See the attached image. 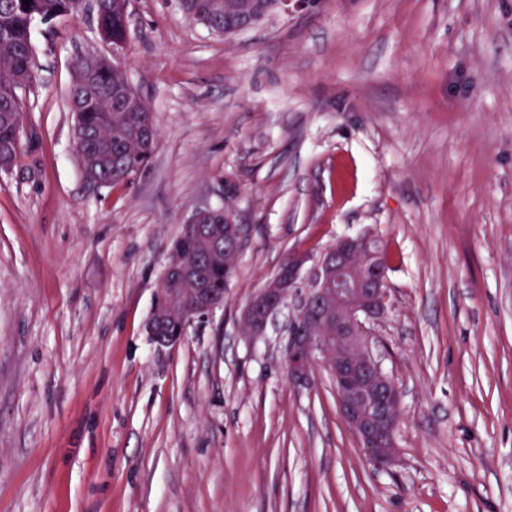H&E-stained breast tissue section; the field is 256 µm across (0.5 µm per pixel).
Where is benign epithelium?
Masks as SVG:
<instances>
[{
    "label": "benign epithelium",
    "instance_id": "7a95c632",
    "mask_svg": "<svg viewBox=\"0 0 512 512\" xmlns=\"http://www.w3.org/2000/svg\"><path fill=\"white\" fill-rule=\"evenodd\" d=\"M310 0H213L212 9L238 21L237 35L271 13L301 9ZM112 12L110 0H95L96 27L101 40L112 45L111 26L104 16ZM101 56L83 58L69 91L71 105L93 100L89 83ZM218 211L203 207L183 225L184 233L202 231ZM250 237V225L238 221L231 207L224 208V238H209V246L224 247L228 272ZM381 249L370 234L342 237L319 255L295 254L254 296L241 312L247 335L264 336L277 315L291 308L288 319L286 364L290 382L309 388L315 369L323 368L336 383L340 415L369 461L380 469L396 460L395 436L399 421V394L382 370L371 343L370 325L386 312L385 264ZM158 308L145 325L152 342L173 346L181 337L167 330L172 322L182 332L224 306V294L202 286L196 265L171 254L155 291Z\"/></svg>",
    "mask_w": 512,
    "mask_h": 512
}]
</instances>
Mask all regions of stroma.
I'll use <instances>...</instances> for the list:
<instances>
[{
	"mask_svg": "<svg viewBox=\"0 0 512 512\" xmlns=\"http://www.w3.org/2000/svg\"><path fill=\"white\" fill-rule=\"evenodd\" d=\"M122 68L156 117L131 182L89 184L69 88L90 9L32 26L24 152L0 172V512H512V0H314L227 38L129 0ZM252 235L224 306L144 324L200 207ZM371 232L399 454L363 455L288 315L240 313L297 253Z\"/></svg>",
	"mask_w": 512,
	"mask_h": 512,
	"instance_id": "1",
	"label": "stroma"
}]
</instances>
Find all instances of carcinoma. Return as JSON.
<instances>
[{
  "label": "carcinoma",
  "instance_id": "obj_1",
  "mask_svg": "<svg viewBox=\"0 0 512 512\" xmlns=\"http://www.w3.org/2000/svg\"><path fill=\"white\" fill-rule=\"evenodd\" d=\"M79 0H0V34L8 35L11 46L0 47V83L18 79L28 84L32 78L31 27L35 20L45 21L77 12ZM118 62L108 59L101 62L97 72V87L104 96L114 94ZM23 106L0 87V156L13 157L11 145L23 130ZM150 108L142 112H100L87 106L74 113V124L82 129L103 134L104 143L97 151L87 155L84 173L99 179L110 187L130 180L140 169L147 166L149 156L141 154L147 148L142 138V128L149 118ZM174 248L189 262L201 263L204 283L209 288L224 290L227 285L224 274V254L203 251L194 237L184 236L174 242Z\"/></svg>",
  "mask_w": 512,
  "mask_h": 512
}]
</instances>
